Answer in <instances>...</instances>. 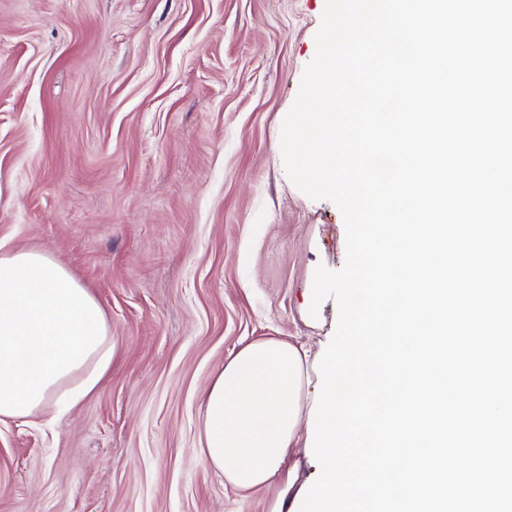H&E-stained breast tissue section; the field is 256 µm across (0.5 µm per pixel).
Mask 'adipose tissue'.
I'll list each match as a JSON object with an SVG mask.
<instances>
[{
  "instance_id": "1",
  "label": "adipose tissue",
  "mask_w": 512,
  "mask_h": 512,
  "mask_svg": "<svg viewBox=\"0 0 512 512\" xmlns=\"http://www.w3.org/2000/svg\"><path fill=\"white\" fill-rule=\"evenodd\" d=\"M112 353L105 313L60 262L33 249L0 252V419L75 408ZM312 368L305 345L259 339L216 372L204 395L203 463L240 490L274 489L269 512H290L305 483L298 446Z\"/></svg>"
}]
</instances>
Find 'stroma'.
I'll list each match as a JSON object with an SVG mask.
<instances>
[{"label":"stroma","mask_w":512,"mask_h":512,"mask_svg":"<svg viewBox=\"0 0 512 512\" xmlns=\"http://www.w3.org/2000/svg\"><path fill=\"white\" fill-rule=\"evenodd\" d=\"M325 3L0 0V248L61 262L114 346L69 413L0 421V512H268L202 463V394L337 327L309 308L344 220L281 152Z\"/></svg>","instance_id":"35a3bbf8"}]
</instances>
